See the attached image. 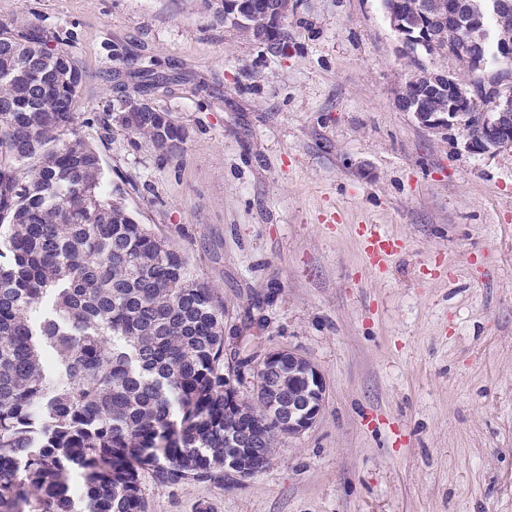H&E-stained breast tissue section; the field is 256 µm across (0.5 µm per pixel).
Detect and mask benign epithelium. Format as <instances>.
I'll return each instance as SVG.
<instances>
[{"mask_svg": "<svg viewBox=\"0 0 512 512\" xmlns=\"http://www.w3.org/2000/svg\"><path fill=\"white\" fill-rule=\"evenodd\" d=\"M264 15L265 28L255 30L256 11L251 0H230L226 3L224 23L237 31L255 35V40L268 43L283 21L284 11L280 0H262L259 4ZM462 29L468 38L463 42L448 40L445 32L448 11L445 0H425L414 13L394 12L387 21L395 34L399 50L417 57L449 56L459 65L472 71L474 80L469 88L448 75V72L421 70L414 75L401 92L398 103L402 111L411 113L424 127L434 133H443L453 127H465L469 115L461 109L460 100L481 101L480 130L464 138V150L473 156H485L502 148H512V95L507 86L495 83L496 73L484 70L480 63L483 45L494 42L498 45L504 61L512 60V34L500 27L484 24L489 16L501 17L512 11V0H463ZM288 360V416L276 419L275 436L285 433L300 434L309 429L322 410L326 385L321 373L306 358L290 350L268 353L251 361V374L242 371L239 375L226 377L224 395L229 404L242 405L240 387L246 383L258 391L261 369L278 370L283 360Z\"/></svg>", "mask_w": 512, "mask_h": 512, "instance_id": "obj_1", "label": "benign epithelium"}]
</instances>
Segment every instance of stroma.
<instances>
[{
  "label": "stroma",
  "mask_w": 512,
  "mask_h": 512,
  "mask_svg": "<svg viewBox=\"0 0 512 512\" xmlns=\"http://www.w3.org/2000/svg\"><path fill=\"white\" fill-rule=\"evenodd\" d=\"M291 2L273 53L203 0H0L69 44L76 128L223 299L227 350H290L326 383L257 475L141 471L149 512H512V149L469 155L399 109L414 67L381 0ZM125 96L186 128L179 157L86 126ZM359 224L404 238L384 272Z\"/></svg>",
  "instance_id": "obj_1"
}]
</instances>
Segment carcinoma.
Instances as JSON below:
<instances>
[{
	"label": "carcinoma",
	"mask_w": 512,
	"mask_h": 512,
	"mask_svg": "<svg viewBox=\"0 0 512 512\" xmlns=\"http://www.w3.org/2000/svg\"><path fill=\"white\" fill-rule=\"evenodd\" d=\"M84 74L69 45L0 23V512H148L161 486L224 485V458L257 468L276 447L265 416L224 402V300L188 259L110 195L74 127ZM162 156L185 128L143 97L92 117ZM266 412L288 409V367L258 374Z\"/></svg>",
	"instance_id": "1"
}]
</instances>
